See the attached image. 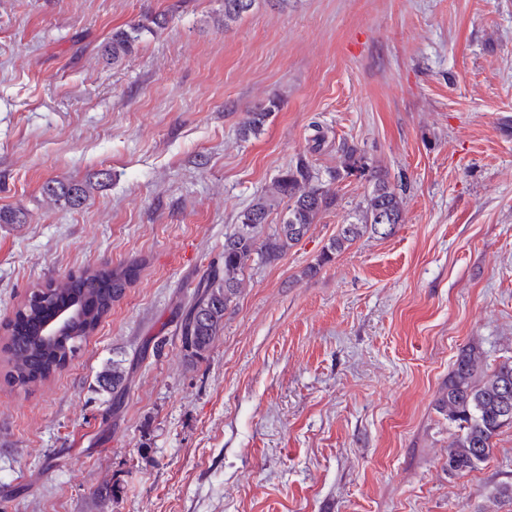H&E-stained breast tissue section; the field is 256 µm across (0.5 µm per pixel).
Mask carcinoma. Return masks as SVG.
Segmentation results:
<instances>
[{"label": "carcinoma", "instance_id": "1", "mask_svg": "<svg viewBox=\"0 0 512 512\" xmlns=\"http://www.w3.org/2000/svg\"><path fill=\"white\" fill-rule=\"evenodd\" d=\"M254 0H224V27L237 22L253 6ZM166 18L154 17L150 24L112 32V39L103 47V55L118 64L130 56L140 34L151 27L164 28ZM268 116L262 109L251 114L240 128L246 137L258 131ZM350 177L375 180L372 191L341 226L321 257L331 261L366 232H379L386 224L389 235L402 218L398 192L389 182L376 176L361 150L345 143L339 161L330 173V180L340 182ZM89 192V185L79 181L48 180L42 193L53 201L79 206ZM333 201V193L322 181L319 172L300 160L277 176L273 191L262 194L244 208L237 217L239 230L224 239L223 266H212L199 280L181 325L183 347L196 357L208 353L224 328V312L236 296L242 276L254 262L270 263L297 245L316 223L319 214ZM286 204L282 224L264 240L259 233L271 209ZM139 263L133 261L118 268H89L63 283H49L50 300L45 304L25 307L23 318L32 323L34 333L19 339H8L7 348L13 361L10 380L25 386L40 382L66 366L81 343L92 335L112 302L122 296L136 278ZM68 300L73 313L67 323L68 332L58 341L40 334V323L48 319L62 300ZM106 388L119 401L126 381V370L119 361H112L101 372ZM438 410L456 434L448 450V472L462 474L485 462L493 451L492 439L506 425L512 424V361H505L487 374L482 368L481 352L475 347L462 352L448 376Z\"/></svg>", "mask_w": 512, "mask_h": 512}]
</instances>
